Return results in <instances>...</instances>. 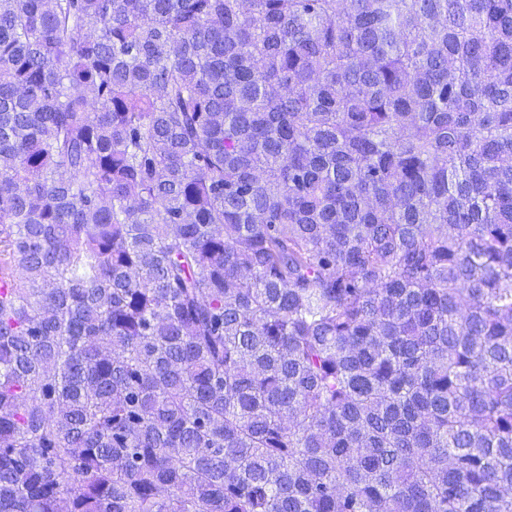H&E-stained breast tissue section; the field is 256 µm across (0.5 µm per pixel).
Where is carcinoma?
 <instances>
[{
    "label": "carcinoma",
    "mask_w": 512,
    "mask_h": 512,
    "mask_svg": "<svg viewBox=\"0 0 512 512\" xmlns=\"http://www.w3.org/2000/svg\"><path fill=\"white\" fill-rule=\"evenodd\" d=\"M0 512H512V0H0Z\"/></svg>",
    "instance_id": "carcinoma-1"
}]
</instances>
